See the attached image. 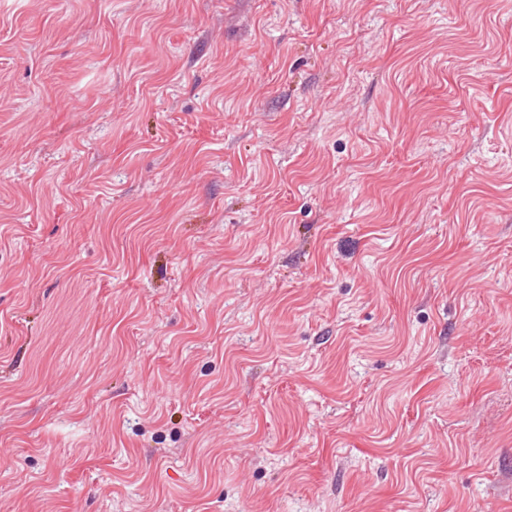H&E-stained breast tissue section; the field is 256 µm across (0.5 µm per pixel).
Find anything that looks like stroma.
Returning <instances> with one entry per match:
<instances>
[{
    "mask_svg": "<svg viewBox=\"0 0 512 512\" xmlns=\"http://www.w3.org/2000/svg\"><path fill=\"white\" fill-rule=\"evenodd\" d=\"M0 512H512V0H0Z\"/></svg>",
    "mask_w": 512,
    "mask_h": 512,
    "instance_id": "1",
    "label": "stroma"
}]
</instances>
